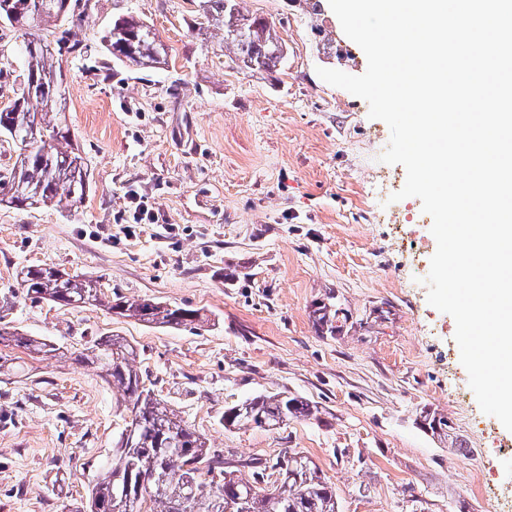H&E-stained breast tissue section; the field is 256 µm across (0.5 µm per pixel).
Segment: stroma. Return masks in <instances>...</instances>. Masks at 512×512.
Returning a JSON list of instances; mask_svg holds the SVG:
<instances>
[{
    "instance_id": "1",
    "label": "stroma",
    "mask_w": 512,
    "mask_h": 512,
    "mask_svg": "<svg viewBox=\"0 0 512 512\" xmlns=\"http://www.w3.org/2000/svg\"><path fill=\"white\" fill-rule=\"evenodd\" d=\"M279 23L280 71L244 74L197 35L198 0H70L66 26L87 45L65 58L67 122L91 173L78 209L0 206V312L59 347L46 360L0 345V512H70L112 461L130 420L123 396L80 352L105 336L139 351L145 385L243 479L288 449L333 483L340 512H512V431L484 414L460 362L453 317L429 305L431 216L402 224L391 195L404 166L368 103L318 68L359 76L363 50L329 4L244 0ZM153 23L167 64L111 60L101 32L120 13ZM136 191L157 221L114 216ZM57 266L104 292L204 311L194 330L101 307L24 297L18 274ZM336 313V333L315 312ZM291 393L315 417L277 430H225V407ZM445 416L469 455L416 423Z\"/></svg>"
}]
</instances>
